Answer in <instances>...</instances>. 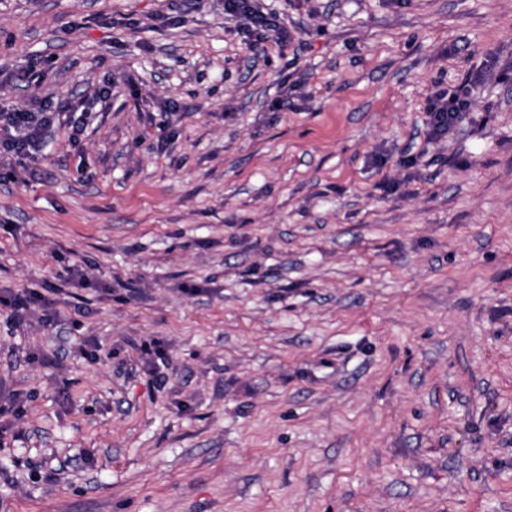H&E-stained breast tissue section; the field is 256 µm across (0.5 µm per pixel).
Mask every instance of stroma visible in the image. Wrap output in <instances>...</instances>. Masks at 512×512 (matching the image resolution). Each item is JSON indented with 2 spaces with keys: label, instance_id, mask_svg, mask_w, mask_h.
Instances as JSON below:
<instances>
[{
  "label": "stroma",
  "instance_id": "obj_1",
  "mask_svg": "<svg viewBox=\"0 0 512 512\" xmlns=\"http://www.w3.org/2000/svg\"><path fill=\"white\" fill-rule=\"evenodd\" d=\"M261 6L0 0V512H512V0ZM257 0H225L224 13L244 21L245 29L259 35L264 30H273L275 26L259 9ZM474 82L460 85L448 92L436 93L427 101V140L438 141L462 123L470 112L472 87ZM109 94V90L103 88L77 103L59 99L54 102L47 98L31 108L0 107V158L9 155L20 162L36 163L43 156L46 139L55 129H64L69 144L77 146L86 130L80 118L98 105L102 106ZM78 110L80 116L73 118ZM44 300L41 292L36 288H24L22 289V293L1 296L0 305L10 312L8 316L9 319L17 322L23 317V312L28 309L30 304H33L35 301L39 302Z\"/></svg>",
  "mask_w": 512,
  "mask_h": 512
}]
</instances>
